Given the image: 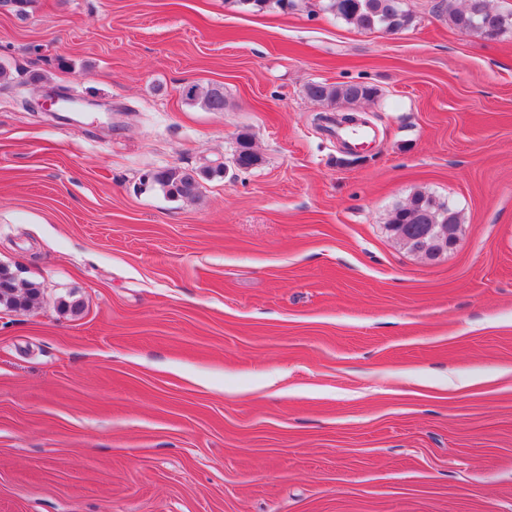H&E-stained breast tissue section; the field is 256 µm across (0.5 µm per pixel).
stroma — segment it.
I'll list each match as a JSON object with an SVG mask.
<instances>
[{
	"label": "stroma",
	"instance_id": "35a3bbf8",
	"mask_svg": "<svg viewBox=\"0 0 512 512\" xmlns=\"http://www.w3.org/2000/svg\"><path fill=\"white\" fill-rule=\"evenodd\" d=\"M325 4L0 0V265L40 288L0 309V512H512V31ZM316 81L376 88L370 147ZM418 189L462 222L432 262L387 228ZM326 9L368 32L397 33L413 23L403 0H328ZM185 97L191 100L199 101L203 107L211 112H220L224 110L225 99L224 91L209 84H192L184 92ZM234 163L240 170H248L259 162L253 138L249 133H241L236 138ZM151 180L166 188L170 195L183 199L194 198L198 192L199 182L195 175L177 166L159 171Z\"/></svg>",
	"mask_w": 512,
	"mask_h": 512
}]
</instances>
